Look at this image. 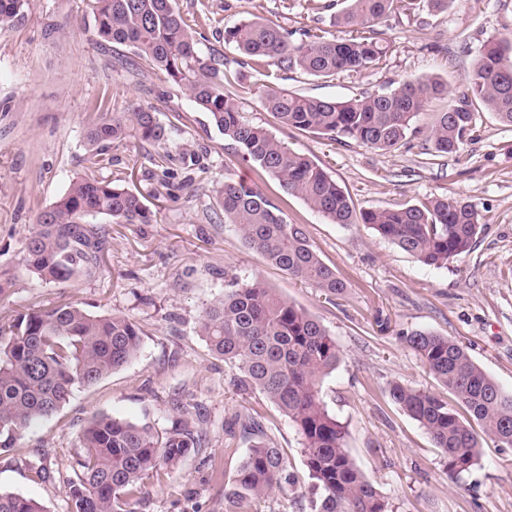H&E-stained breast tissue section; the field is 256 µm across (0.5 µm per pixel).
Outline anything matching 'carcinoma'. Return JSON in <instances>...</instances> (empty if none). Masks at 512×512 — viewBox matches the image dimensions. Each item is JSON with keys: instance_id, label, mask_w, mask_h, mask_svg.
Wrapping results in <instances>:
<instances>
[{"instance_id": "cac0c4a2", "label": "carcinoma", "mask_w": 512, "mask_h": 512, "mask_svg": "<svg viewBox=\"0 0 512 512\" xmlns=\"http://www.w3.org/2000/svg\"><path fill=\"white\" fill-rule=\"evenodd\" d=\"M31 0H0V30L14 25ZM311 13L330 10V24L348 32L331 36L319 29L288 30L260 17L224 28V43L256 72L302 73L331 79L387 66L394 45L384 23L392 15L410 17L426 6L444 11L450 0H305ZM95 35L126 47L138 66L155 71L189 93L208 113L224 140L241 159L253 162L289 196L334 224H364L427 266L446 267L471 251L480 228L476 205L460 197L427 198L379 210L356 211L350 195L310 157L289 150L262 126L244 119L239 96L226 90L229 75L220 59L196 49L198 23L176 9L174 0H87ZM466 92L436 114L427 129L417 120L429 102L448 94V84L432 75L396 87L365 91L338 101L290 92L272 83L258 87L263 107L285 127L382 151L397 150L425 134L434 157L457 154L480 139L476 112L485 110L512 126V36L485 41L464 78ZM171 129L156 108L132 106L125 112H95L84 138L87 162L103 170L106 151L135 142L162 171L167 196L180 199ZM224 223L236 226L246 247L289 277L328 296L347 285L309 244L304 228L290 224L283 209L258 188L224 179L216 190ZM157 214L143 196L118 179L90 173L71 181L42 210L25 236L19 263L44 282L74 284L99 275L110 224H154ZM16 276L0 268V301L9 297ZM198 332L212 353L241 372L234 386L256 392L293 423L310 485L308 512H394L390 501L354 463L346 448L348 425L331 414L321 395L322 379L336 369L340 349L326 327L304 309L282 298L262 280L237 281L206 306ZM423 366L460 404L465 414L440 395L394 383L389 395L428 434L455 482L480 459V438L512 448V394L477 364L466 346L450 336L417 330L404 335ZM142 331L121 315H92L70 303L21 312L0 324V453L17 447L35 421L55 414L76 385L90 386L123 367L141 348ZM252 444L227 495L237 512L246 500L263 499L293 480L288 462L248 416ZM202 432L189 423L158 429L147 423L101 414L79 435L83 453L68 480L71 512H131L144 495V481L173 471L200 450ZM0 512H46L36 500L0 491Z\"/></svg>"}]
</instances>
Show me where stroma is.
<instances>
[{
  "mask_svg": "<svg viewBox=\"0 0 512 512\" xmlns=\"http://www.w3.org/2000/svg\"><path fill=\"white\" fill-rule=\"evenodd\" d=\"M303 0H176L184 15L202 11L198 47L236 61L224 29L261 17L289 29H329V16L307 14ZM395 51L379 72L316 80L300 73L281 88L346 100L426 74L464 88L481 44L512 34V0H453L443 12L394 17ZM122 46L98 43L86 0H32L24 17L0 31V266L17 285L0 302V323L17 311L67 301L91 314H119L143 331L136 358L91 386L74 389L53 416L35 421L20 451L0 455V490L34 498L46 512H68L67 481L80 455L79 433L97 413L169 429L188 420L203 433L200 452L169 476L145 482L135 512H229L237 467L250 446L232 432L235 415L259 412L267 435L283 448L294 485L251 502V512H301L308 478L293 424L259 394L236 391V365L217 357L198 333L204 308L235 277L256 276L320 320L341 359L322 383L330 413L349 424L347 449L394 504L396 512H512V448L481 443L478 465L458 483L419 424L389 397L393 383L441 393L401 333L427 330L461 340L474 361L512 393V126L478 113L480 140L456 155L425 158L421 148L391 152L342 145L282 126L252 88L243 115L291 150L326 168L359 210L386 208L449 194L474 202L482 229L463 261L445 268L421 264L361 224H334L301 199L285 196L258 165L239 160L188 93L149 71L113 67ZM151 105L171 127L169 149L186 194L214 202L233 178L258 187L281 205L288 223L302 225L321 259L346 282L342 296L288 277L244 246L232 224H210L184 201L154 196V167L136 144L114 153L107 176L140 191L156 212L153 224L110 225L104 270L71 286L45 283L18 263L22 240L38 213L86 172L84 126L90 112ZM42 461L47 479L30 468Z\"/></svg>",
  "mask_w": 512,
  "mask_h": 512,
  "instance_id": "obj_1",
  "label": "stroma"
}]
</instances>
